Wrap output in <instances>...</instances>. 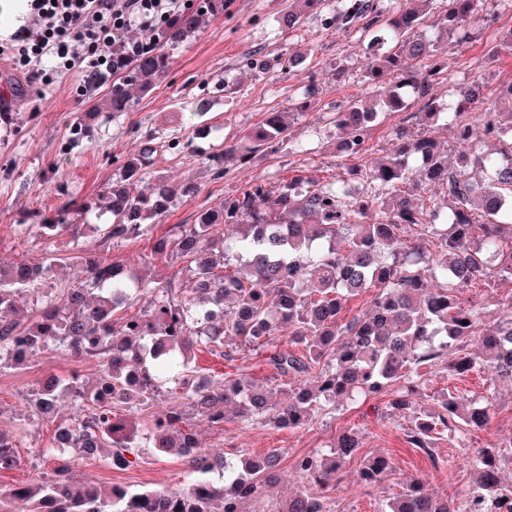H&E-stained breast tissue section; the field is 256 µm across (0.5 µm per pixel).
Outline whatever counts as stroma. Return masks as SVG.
I'll return each instance as SVG.
<instances>
[{
    "label": "stroma",
    "mask_w": 512,
    "mask_h": 512,
    "mask_svg": "<svg viewBox=\"0 0 512 512\" xmlns=\"http://www.w3.org/2000/svg\"><path fill=\"white\" fill-rule=\"evenodd\" d=\"M290 0H224V13L206 22L187 42L169 48L170 66L158 84L138 95L129 111L111 118L87 121L89 104L105 84H86L80 70L45 84L37 71L15 70L0 59V92L9 95L0 114V264L37 261L46 246L69 258L82 249H95L100 238L91 227L97 212L79 216L78 236L61 235L44 241L29 232L41 215L53 214L63 202L96 199L103 185L118 177L125 161L137 154L147 135L162 146L154 156L152 173L198 187L196 196L175 203L167 218L171 224L193 223L198 211L216 208L244 184L263 180L276 184L289 168L305 166L328 180L342 173L346 158L338 155L336 132L329 123L337 101L358 95L380 99L384 87L365 81L369 51L358 34L326 28L324 12L309 11L305 24L290 29L282 22ZM479 42L460 47L448 42L443 57L448 73L471 75L474 60L484 45L495 41L502 28L512 27V16L488 6L477 17ZM292 51L306 55L304 64L288 70L283 61ZM349 71L346 81L336 79L337 65ZM317 93L313 107L291 129L293 139L306 141V152L291 155L286 149L258 155L248 166L229 161L216 173L208 161L223 140H234L258 125L267 113L282 110L301 97L308 85ZM149 240L112 246L106 256L123 268L137 269L145 279L168 275L165 267L147 264ZM79 370L84 380L96 377L97 361L62 355L56 350L38 353L21 369L0 370V432L17 437L18 468L0 473V489L17 487L50 476L55 463L36 457L47 447L59 424L72 423L76 409L61 397L50 419L33 415L31 394L54 374ZM383 399L328 407L309 425L279 429L260 423L230 421L211 425L199 415L188 423L204 448L220 454L240 448L253 456L277 448L282 452L277 482L268 489L272 500L285 498L300 485L294 467L306 453L326 448L345 428L362 432V447L346 468L335 493L334 512H377L384 496L401 491L409 478L422 477L438 495H457L471 484L469 464L478 448L494 436L512 432V403L501 401L491 428L468 434L463 442L439 441L436 452L447 459L446 470L430 469L427 460L407 448L399 430L380 420L377 407ZM380 450L392 457L396 468L375 487L356 482L362 457ZM74 480L119 485L131 492L187 487L190 481L181 459L140 448L131 466L118 469L108 456L73 465Z\"/></svg>",
    "instance_id": "35a3bbf8"
}]
</instances>
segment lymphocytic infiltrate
Listing matches in <instances>:
<instances>
[{"mask_svg":"<svg viewBox=\"0 0 512 512\" xmlns=\"http://www.w3.org/2000/svg\"><path fill=\"white\" fill-rule=\"evenodd\" d=\"M179 7L180 0H21L17 25L0 28V58L22 69L44 62L78 68L102 83L112 74L113 44L132 55L153 49V42L129 40L128 31L156 30Z\"/></svg>","mask_w":512,"mask_h":512,"instance_id":"1","label":"lymphocytic infiltrate"}]
</instances>
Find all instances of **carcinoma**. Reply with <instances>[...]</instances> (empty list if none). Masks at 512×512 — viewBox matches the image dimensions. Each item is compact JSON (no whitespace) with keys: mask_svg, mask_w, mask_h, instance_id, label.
Instances as JSON below:
<instances>
[{"mask_svg":"<svg viewBox=\"0 0 512 512\" xmlns=\"http://www.w3.org/2000/svg\"><path fill=\"white\" fill-rule=\"evenodd\" d=\"M288 14L297 25L304 8L324 9L326 23L381 41L383 51L368 62L366 78L389 89L379 109L355 97L336 103L331 123L339 152L353 164L347 176L325 183L299 168L274 186L258 180L224 199L218 210H204L192 224H171L150 248L154 261L180 263L172 277L154 283L116 267L97 253H85L63 289L64 303L50 281L59 258L47 249L40 261L0 267V365L20 368L45 347H55L100 365L93 384L60 375L47 378L35 395L43 414L59 393L74 397L75 422L67 425L69 447L58 439L38 454L59 461L53 476L0 492V512H13L15 500H31L33 512H333L332 495L347 461L360 448V431L346 429L327 451L299 457L296 470L304 490L272 504L266 486L280 462L279 449L263 457L237 455L196 464L187 449H201L185 426L190 412L219 427L229 419L260 421L290 430L311 422L329 404L386 396L381 418L402 430L405 443L424 454L439 472L448 460L435 445L467 431L489 427L492 404H480L452 390L433 398L419 412L412 399L424 394L427 370L447 380L476 368L492 369L490 383L512 386V298L498 318L481 303L462 297L476 282L496 288L512 282V83L500 91L509 110L475 111V92L448 88L443 100L434 88L448 80L440 39L423 37L433 23L460 45L475 42L474 17L483 0H300ZM224 12V0H204L193 12L177 16L162 32L167 45L194 36L205 16ZM512 55V29L474 62L477 70ZM118 68L110 90L95 100L88 119L131 107L134 93L145 92L163 76L169 54L152 50L133 57L112 46ZM312 106V97L267 113L262 125L209 156L216 174L231 159L247 165L259 153L291 142V121ZM393 113L406 114L395 131L393 153L369 159L372 130ZM450 126L463 151L448 165L432 128ZM497 141L493 152L471 150L478 140ZM156 152L148 138L125 163L120 177L99 196L110 222L102 225L100 247L144 239L169 215L173 203L197 192L190 183L173 184L162 176L145 177ZM478 167L486 179L476 181ZM356 180L365 191L349 196L345 184ZM142 182L136 193L128 185ZM435 188L444 199L414 202L421 190ZM83 205L66 202L41 220L53 238L73 227L69 216ZM154 293L150 309L130 313L133 294ZM375 290L369 307L352 317L348 302ZM35 313L25 323L15 314L27 303ZM288 329L289 350L278 345ZM474 339L480 356L467 352ZM203 347L216 357L247 348L264 355L271 379L286 388L272 392L238 366L224 378L198 385L201 373L188 367L191 353ZM180 402L150 418L140 430L130 417L145 411L167 385ZM146 439L163 455L185 460L187 489L131 493L120 486L75 482L71 462L94 460L108 452L119 466ZM474 479L460 500L437 497L414 478L403 491L384 500L381 512H496L512 502V435L502 436L470 459ZM15 443L0 433V471L18 467ZM382 452L364 457L357 482L376 485L393 470Z\"/></svg>","mask_w":512,"mask_h":512,"instance_id":"carcinoma-1","label":"carcinoma"}]
</instances>
